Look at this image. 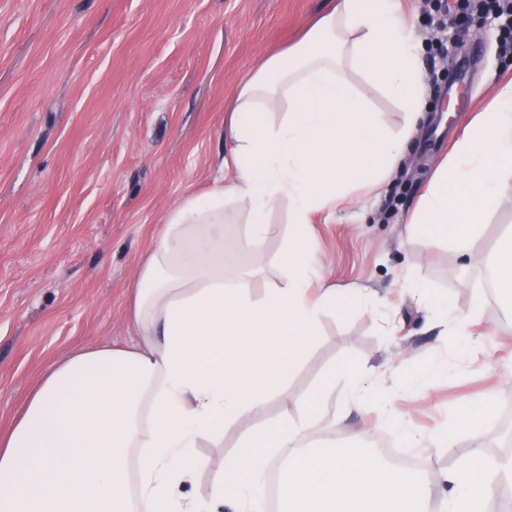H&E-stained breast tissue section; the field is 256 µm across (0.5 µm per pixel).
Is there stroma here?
Listing matches in <instances>:
<instances>
[{
  "mask_svg": "<svg viewBox=\"0 0 512 512\" xmlns=\"http://www.w3.org/2000/svg\"><path fill=\"white\" fill-rule=\"evenodd\" d=\"M423 52L427 119L400 166L381 185L359 186L352 204L318 215L313 241L322 272L340 288L367 287L384 308L323 315L319 335L288 379V396L226 430L213 463L251 431L288 412L334 369L368 364L396 411L430 434L466 401L494 393L482 425L485 454L512 456V311L481 260L512 233V192L487 214L477 249L448 238L430 251L405 224L434 170L468 120L512 82V51L499 22L459 35L437 0H402ZM327 0H0V432L10 428L39 376L81 346L139 344L128 320L130 289L166 215L224 174V116L244 76L301 37ZM286 205L251 259L260 298L278 269ZM424 281L432 304L472 317L469 335H440L401 282ZM445 359V376H428ZM422 375L403 385L401 373ZM318 437L347 445L352 431L391 436L374 405L345 412ZM463 432L419 454L428 475L467 462Z\"/></svg>",
  "mask_w": 512,
  "mask_h": 512,
  "instance_id": "obj_1",
  "label": "stroma"
}]
</instances>
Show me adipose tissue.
Instances as JSON below:
<instances>
[{
    "instance_id": "obj_1",
    "label": "adipose tissue",
    "mask_w": 512,
    "mask_h": 512,
    "mask_svg": "<svg viewBox=\"0 0 512 512\" xmlns=\"http://www.w3.org/2000/svg\"><path fill=\"white\" fill-rule=\"evenodd\" d=\"M405 113L398 134L381 124L358 81ZM421 48L400 0H339L294 44L273 51L242 82L224 123L226 175L172 210L141 263L131 323L143 341L77 348L43 372L22 413L0 437V512H267L277 477L279 512H489L512 458L474 451L428 480L352 447L314 443L328 401L378 403L409 448H439L476 432L495 408L486 394L429 437L390 409L355 369L327 375L299 415L246 436L220 467L199 457L206 441L288 394V376L318 334L322 315L367 301L360 288L320 276L311 242L315 214L350 201L357 182L377 183L398 164L423 119ZM512 190V84L466 128L407 221L430 249L442 232L471 252L486 214ZM288 205L282 271L261 299L248 284L258 265L227 276L224 256L264 243L271 212ZM241 234L227 236V221ZM210 470L207 497L186 492Z\"/></svg>"
}]
</instances>
